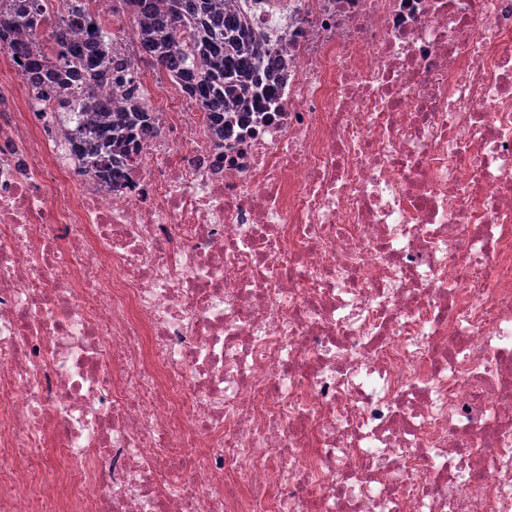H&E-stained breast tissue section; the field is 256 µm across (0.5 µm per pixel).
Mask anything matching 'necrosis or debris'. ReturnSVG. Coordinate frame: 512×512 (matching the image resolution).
<instances>
[{"instance_id": "4bbe7bcc", "label": "necrosis or debris", "mask_w": 512, "mask_h": 512, "mask_svg": "<svg viewBox=\"0 0 512 512\" xmlns=\"http://www.w3.org/2000/svg\"><path fill=\"white\" fill-rule=\"evenodd\" d=\"M247 11L226 139L0 113V512H512V0Z\"/></svg>"}]
</instances>
